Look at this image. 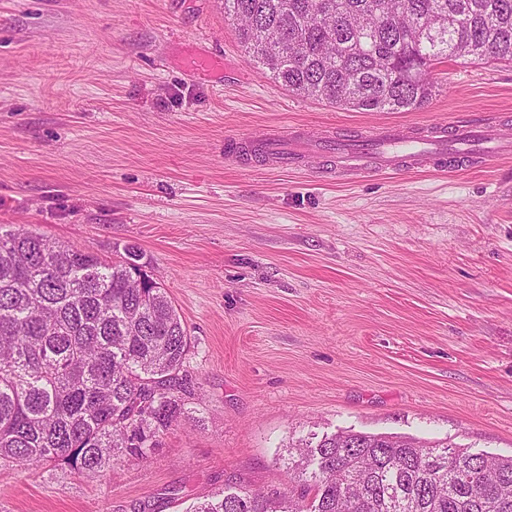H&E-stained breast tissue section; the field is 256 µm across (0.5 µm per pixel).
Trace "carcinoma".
I'll list each match as a JSON object with an SVG mask.
<instances>
[{
	"label": "carcinoma",
	"instance_id": "carcinoma-1",
	"mask_svg": "<svg viewBox=\"0 0 512 512\" xmlns=\"http://www.w3.org/2000/svg\"><path fill=\"white\" fill-rule=\"evenodd\" d=\"M289 91L365 112L432 98L445 60L512 62V0H224ZM25 229L0 234V459L102 473L147 460L185 417L186 328L139 264ZM293 487L238 486L189 512H512V457L340 431L288 446Z\"/></svg>",
	"mask_w": 512,
	"mask_h": 512
}]
</instances>
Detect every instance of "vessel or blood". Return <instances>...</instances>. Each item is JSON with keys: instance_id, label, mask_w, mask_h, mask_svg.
I'll use <instances>...</instances> for the list:
<instances>
[{"instance_id": "1", "label": "vessel or blood", "mask_w": 512, "mask_h": 512, "mask_svg": "<svg viewBox=\"0 0 512 512\" xmlns=\"http://www.w3.org/2000/svg\"><path fill=\"white\" fill-rule=\"evenodd\" d=\"M239 146L257 149L268 165L280 168L313 155H326L332 159L331 174L339 177L398 168L456 167L512 157V137L498 134L477 119L432 123L413 135L397 124L374 128L363 137L299 128L259 139L244 138Z\"/></svg>"}]
</instances>
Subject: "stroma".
Listing matches in <instances>:
<instances>
[{"mask_svg": "<svg viewBox=\"0 0 512 512\" xmlns=\"http://www.w3.org/2000/svg\"><path fill=\"white\" fill-rule=\"evenodd\" d=\"M224 63L186 69L193 55ZM409 112L337 108L251 61L224 0H0V227L136 246L190 336V418L150 460L0 463V512H185L288 488L292 440L354 429L512 456V160L331 178L230 141L485 119L512 63L436 65Z\"/></svg>", "mask_w": 512, "mask_h": 512, "instance_id": "obj_1", "label": "stroma"}]
</instances>
